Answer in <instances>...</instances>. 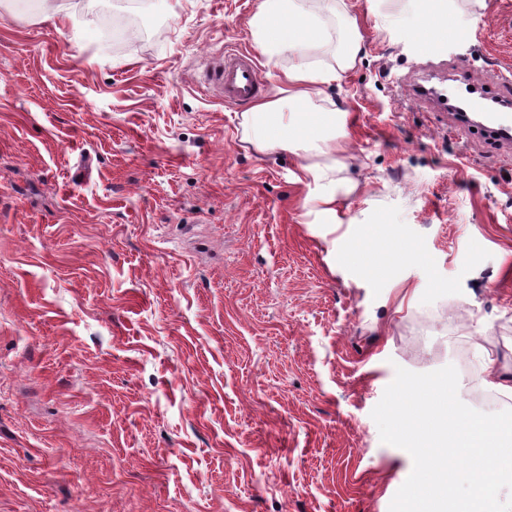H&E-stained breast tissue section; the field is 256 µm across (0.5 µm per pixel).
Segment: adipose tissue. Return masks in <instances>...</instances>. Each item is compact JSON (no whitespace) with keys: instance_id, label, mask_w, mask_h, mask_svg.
Masks as SVG:
<instances>
[{"instance_id":"adipose-tissue-1","label":"adipose tissue","mask_w":512,"mask_h":512,"mask_svg":"<svg viewBox=\"0 0 512 512\" xmlns=\"http://www.w3.org/2000/svg\"><path fill=\"white\" fill-rule=\"evenodd\" d=\"M304 0H261L253 26L265 54H287L284 70L273 98L255 104L243 115L245 139L259 152L289 151L299 159L298 179L315 185L310 203L328 218H335L336 185L330 174L340 170L338 155L345 137L347 112L336 108L325 112L301 111L302 103L320 94L323 85L335 82L339 73L354 67L363 48L355 18L344 15L336 36V66L322 69L312 53L323 47L318 39V17L307 10ZM319 161H311V153Z\"/></svg>"}]
</instances>
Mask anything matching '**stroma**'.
I'll return each instance as SVG.
<instances>
[{"label": "stroma", "mask_w": 512, "mask_h": 512, "mask_svg": "<svg viewBox=\"0 0 512 512\" xmlns=\"http://www.w3.org/2000/svg\"><path fill=\"white\" fill-rule=\"evenodd\" d=\"M260 0H0V512H389L412 471L371 417L396 367L512 377V158L402 86L405 0H339L354 68L338 223L198 82ZM449 80L496 95L512 0H450Z\"/></svg>", "instance_id": "obj_1"}]
</instances>
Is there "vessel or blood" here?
I'll use <instances>...</instances> for the list:
<instances>
[{"label": "vessel or blood", "mask_w": 512, "mask_h": 512, "mask_svg": "<svg viewBox=\"0 0 512 512\" xmlns=\"http://www.w3.org/2000/svg\"><path fill=\"white\" fill-rule=\"evenodd\" d=\"M464 39V33L448 23L445 17L429 15L427 29L420 42V54L429 60L438 58L448 42H461ZM201 84L215 96L239 104L256 100L263 90L255 57L248 52L224 53L207 67ZM404 94L412 101L427 102L449 111L452 127L474 125L488 139L505 146L512 144V113L507 110L508 105L512 104L510 96H499L502 111L488 113L484 122L474 124L464 113L450 109L448 102L440 98L436 86L430 85L427 79L407 83Z\"/></svg>", "instance_id": "vessel-or-blood-1"}]
</instances>
